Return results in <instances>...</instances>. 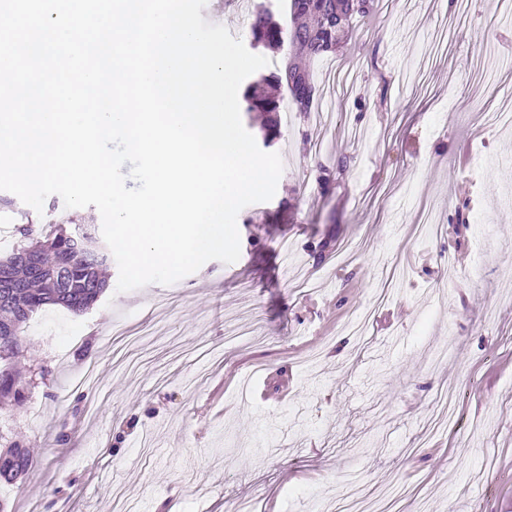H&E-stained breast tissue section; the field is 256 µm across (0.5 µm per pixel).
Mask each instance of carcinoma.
Returning a JSON list of instances; mask_svg holds the SVG:
<instances>
[{
	"instance_id": "obj_1",
	"label": "carcinoma",
	"mask_w": 512,
	"mask_h": 512,
	"mask_svg": "<svg viewBox=\"0 0 512 512\" xmlns=\"http://www.w3.org/2000/svg\"><path fill=\"white\" fill-rule=\"evenodd\" d=\"M286 8L292 52L268 81L288 91L297 111L307 112L318 89L297 58L336 53L341 32L355 17L368 15L373 0H289ZM251 32L255 43L271 44L279 40L281 27L260 9ZM278 109L277 101L258 92V85L247 86L242 111L273 114ZM110 263L108 250L87 229L69 230L62 222L42 223L28 212L20 213L14 243L0 256V283L10 284L0 294V399H26L15 364L26 348L27 323L47 305L85 313L108 288ZM0 446V486L13 485L18 475L31 472L33 460L17 440L0 434Z\"/></svg>"
}]
</instances>
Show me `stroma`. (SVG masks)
<instances>
[{
  "instance_id": "stroma-1",
  "label": "stroma",
  "mask_w": 512,
  "mask_h": 512,
  "mask_svg": "<svg viewBox=\"0 0 512 512\" xmlns=\"http://www.w3.org/2000/svg\"><path fill=\"white\" fill-rule=\"evenodd\" d=\"M309 74V111L277 96L284 171L239 212L238 261L36 314L19 366L46 377L0 404L34 461L0 488L15 512H113L118 491L131 512H330L354 487L512 512V129L484 124L512 97V23L378 0ZM426 205L439 236L416 231Z\"/></svg>"
}]
</instances>
